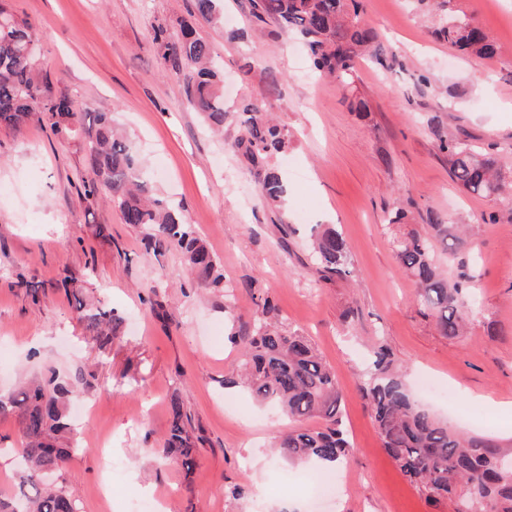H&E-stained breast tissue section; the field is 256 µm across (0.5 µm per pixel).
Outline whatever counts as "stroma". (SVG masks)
Returning <instances> with one entry per match:
<instances>
[{
	"label": "stroma",
	"mask_w": 512,
	"mask_h": 512,
	"mask_svg": "<svg viewBox=\"0 0 512 512\" xmlns=\"http://www.w3.org/2000/svg\"><path fill=\"white\" fill-rule=\"evenodd\" d=\"M31 22L56 90L81 109L111 113L134 138L160 195L206 242L220 288L192 287L176 250L146 251L139 228L103 201L79 199L87 171L83 134L59 139L48 121L0 128V394L51 368L91 378L80 393L91 411L75 422L80 451L62 472L81 512H452L426 500L384 450L358 391L376 344L388 347L409 386L429 376L452 403L427 405L463 430L512 438V198L469 194L452 180L439 145L468 140L512 171V0H452L487 31L495 57L463 56L434 33L418 0H359L380 53L359 64L351 85L317 75L305 47L275 22L260 23L251 0H226L216 26L194 0H0ZM193 29L224 76L230 117L223 138L203 129L182 78L161 71L151 26ZM278 78L279 90L270 87ZM364 99L366 111L349 107ZM265 104L292 133L274 163L288 183L283 209L262 197V166L227 145L241 134L246 102ZM403 212V223L389 216ZM470 227L467 247L444 261L466 279L467 335H442L418 306L413 280L396 260V239L424 230L434 214ZM106 235L94 237L96 225ZM332 224L353 274L325 278L307 243ZM25 270L38 296L17 287ZM78 278L94 300L122 317L98 349L57 282ZM270 299L283 326L309 336L342 392L351 448L339 493L316 500L320 468L289 462L274 446L295 423L225 376L241 359L232 334L247 333ZM162 303L164 315L151 311ZM190 414L196 464L159 458L170 402ZM110 438L124 467L102 491L99 440Z\"/></svg>",
	"instance_id": "stroma-1"
}]
</instances>
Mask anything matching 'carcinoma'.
<instances>
[{
	"mask_svg": "<svg viewBox=\"0 0 512 512\" xmlns=\"http://www.w3.org/2000/svg\"><path fill=\"white\" fill-rule=\"evenodd\" d=\"M217 2L195 0L196 11L203 19L218 23ZM254 9L258 18L273 20L299 35L314 68L327 77L349 84L359 60L377 53L376 35L361 24L356 0H255ZM436 33L448 46L470 56L495 55L486 32L467 19L442 22ZM34 40L33 24L15 19L0 6V125L17 129L41 112L56 135L83 132L89 166L80 196L111 203L124 223L143 230L147 250L155 254L177 250L195 274V283L224 284V274L192 225L155 196L139 164L136 143L119 133L105 112L95 114L92 126L84 128L85 112L40 75L38 52L30 47ZM152 41L162 50V65L190 66L188 71L177 72L185 82L187 102L208 128L223 133L227 118L224 91L210 44L184 28L176 32L162 23L152 27ZM242 114L243 132L232 148L254 163L285 150L288 130L274 123L263 105L248 102ZM440 149L448 152L451 174L464 190L480 196L504 192V176L491 157L452 138L441 141ZM261 191L269 201H282L285 187L276 168L264 170ZM311 237L312 253L326 276L351 274L349 249L340 232L320 227ZM437 245L453 258L467 245L465 226L449 224L439 214L424 233L408 232L397 240L396 258L414 279L417 301L436 318L439 331L457 337L463 335L469 320L470 302L464 288L448 282L436 258ZM62 287L69 290L75 319L83 329L100 348L112 344L122 318L89 303L86 290L73 277H64ZM233 341L243 356L241 376L258 402L274 404L295 421L312 416L323 420L320 429L289 430L276 444L279 453L292 462H341L349 448L341 429V391L334 370L312 341L279 325L276 307L268 299L258 305L251 332L235 334ZM84 384L81 372L63 380L51 371L0 395V418L14 417L18 424L19 467L15 493L0 498V512H79L76 500L49 477L61 473L76 450L68 417L71 399ZM358 389L382 447L425 499H446L453 512H512L511 445L484 434L459 433L419 404L383 344L377 346L374 369L359 381ZM171 413L163 447L156 452L179 459L190 470L196 463L192 420L176 399Z\"/></svg>",
	"mask_w": 512,
	"mask_h": 512,
	"instance_id": "1",
	"label": "carcinoma"
}]
</instances>
